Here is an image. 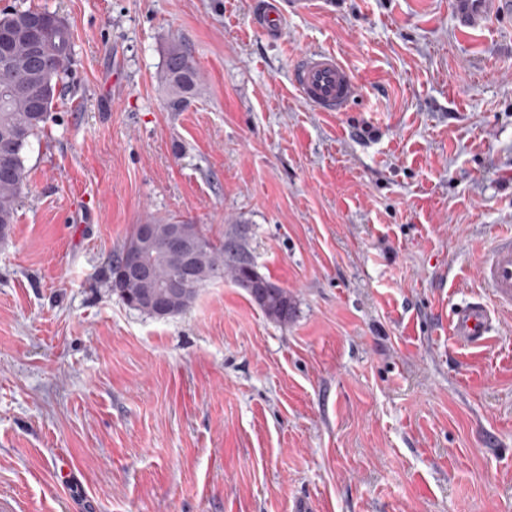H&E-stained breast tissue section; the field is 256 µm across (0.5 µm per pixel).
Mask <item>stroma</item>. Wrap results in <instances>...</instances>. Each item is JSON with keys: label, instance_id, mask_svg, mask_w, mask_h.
Instances as JSON below:
<instances>
[{"label": "stroma", "instance_id": "1", "mask_svg": "<svg viewBox=\"0 0 512 512\" xmlns=\"http://www.w3.org/2000/svg\"><path fill=\"white\" fill-rule=\"evenodd\" d=\"M260 0H0L67 20L65 90L0 241V499L16 512H512V312L488 296L512 230V15L451 0H312L279 40ZM183 40L201 88L159 83ZM358 92L304 104L299 55ZM243 238L288 289L280 324L231 280L157 319L105 278L134 225ZM460 24L469 29L484 26L490 17L512 14L511 0H452ZM300 99L319 112H343L357 93L351 70L332 52L307 50L292 74ZM479 270L497 311L512 310V232L496 236L480 259ZM496 309L484 298H474L453 312L449 335L462 346H484L497 319Z\"/></svg>", "mask_w": 512, "mask_h": 512}]
</instances>
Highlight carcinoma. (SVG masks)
Listing matches in <instances>:
<instances>
[{"label": "carcinoma", "mask_w": 512, "mask_h": 512, "mask_svg": "<svg viewBox=\"0 0 512 512\" xmlns=\"http://www.w3.org/2000/svg\"><path fill=\"white\" fill-rule=\"evenodd\" d=\"M31 17L43 21L39 44L17 38L6 47H0V228L4 229L0 237L3 239L9 236L15 223L18 199L26 185V151L31 140L44 131L51 119L60 84L73 55L67 22L48 11L27 9L1 15L0 37ZM199 79L188 46L181 40L172 41L160 71L171 111L179 112L187 105ZM170 224V220L152 222L155 239V249L149 254L152 277L147 281L123 283L122 290L127 295L136 297L156 292L171 279L172 265L159 252ZM205 240L206 249L194 261L190 293L168 296L169 316L186 311L200 288L228 276L269 318L279 323L288 322L294 309L291 295L257 271L244 241L235 238L215 241L208 236Z\"/></svg>", "instance_id": "cac0c4a2"}]
</instances>
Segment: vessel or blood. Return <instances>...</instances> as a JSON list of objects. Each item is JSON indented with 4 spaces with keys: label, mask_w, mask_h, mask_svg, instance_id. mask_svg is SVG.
I'll use <instances>...</instances> for the list:
<instances>
[{
    "label": "vessel or blood",
    "mask_w": 512,
    "mask_h": 512,
    "mask_svg": "<svg viewBox=\"0 0 512 512\" xmlns=\"http://www.w3.org/2000/svg\"><path fill=\"white\" fill-rule=\"evenodd\" d=\"M308 0H266L254 23L270 38H279L289 11H300ZM456 17L463 27L475 29L490 17L512 14V0H453ZM292 85L300 99L319 112H341L357 93L351 70L332 52H303L292 74ZM480 276L491 296L474 298L457 308L449 334L462 346L481 347L487 342L498 311L512 310V232L496 236L479 262Z\"/></svg>",
    "instance_id": "b4317fda"
}]
</instances>
